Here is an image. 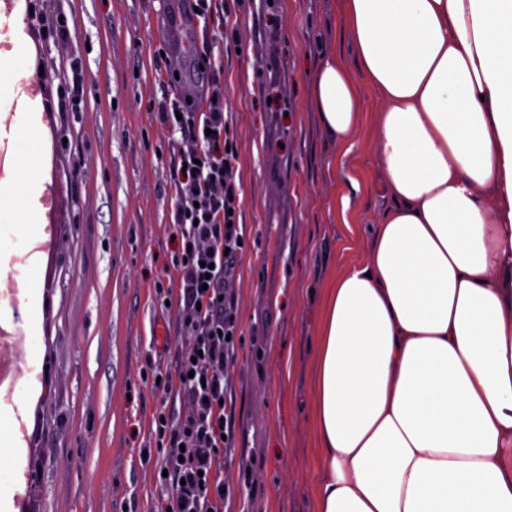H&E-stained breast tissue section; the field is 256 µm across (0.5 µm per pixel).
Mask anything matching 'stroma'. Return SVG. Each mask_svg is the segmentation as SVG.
Segmentation results:
<instances>
[{"instance_id":"stroma-1","label":"stroma","mask_w":512,"mask_h":512,"mask_svg":"<svg viewBox=\"0 0 512 512\" xmlns=\"http://www.w3.org/2000/svg\"><path fill=\"white\" fill-rule=\"evenodd\" d=\"M171 0H16L13 78L40 83L17 164L0 186V274L23 271L27 301L0 307L28 372L0 384V512H157L143 452L153 415L188 410L145 384L185 343L156 283L177 289L172 159L188 146L157 106L199 112L165 42ZM199 64L224 56L236 124V182L250 246L236 263L242 333L230 366L237 485L224 512H315L321 458L312 432L315 337L327 286L362 264L384 200L373 147L377 98L345 144L312 106L328 55L356 70L343 0H234L195 20Z\"/></svg>"}]
</instances>
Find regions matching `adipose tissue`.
I'll return each instance as SVG.
<instances>
[{
    "label": "adipose tissue",
    "instance_id": "obj_1",
    "mask_svg": "<svg viewBox=\"0 0 512 512\" xmlns=\"http://www.w3.org/2000/svg\"><path fill=\"white\" fill-rule=\"evenodd\" d=\"M386 201L317 336L316 512H512V0H344ZM313 105L362 118L329 57Z\"/></svg>",
    "mask_w": 512,
    "mask_h": 512
}]
</instances>
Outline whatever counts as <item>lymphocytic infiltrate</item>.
Wrapping results in <instances>:
<instances>
[{"mask_svg":"<svg viewBox=\"0 0 512 512\" xmlns=\"http://www.w3.org/2000/svg\"><path fill=\"white\" fill-rule=\"evenodd\" d=\"M221 72V65H212L204 111L181 114L167 103L157 110L161 128L184 129L190 141L169 177L177 195L170 224L179 247L176 317L180 335L191 345L176 353L172 371L162 373L151 389L166 400L188 395L192 409L179 420L162 409L153 417L154 438L165 448L157 463L163 471L161 512H224L231 496L220 477L232 446L222 400L240 341L235 263L248 236L238 222L243 202L234 176L235 123L224 109Z\"/></svg>","mask_w":512,"mask_h":512,"instance_id":"lymphocytic-infiltrate-1","label":"lymphocytic infiltrate"}]
</instances>
